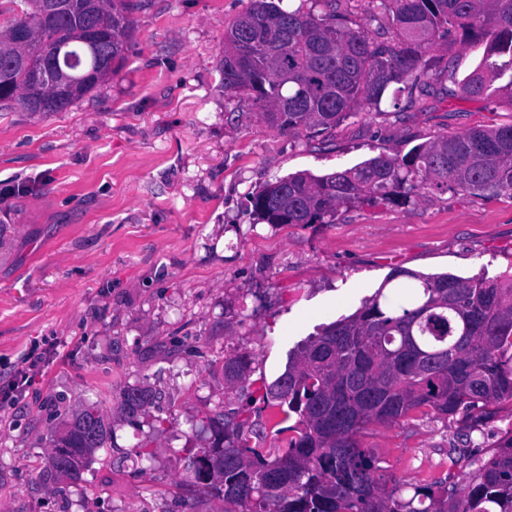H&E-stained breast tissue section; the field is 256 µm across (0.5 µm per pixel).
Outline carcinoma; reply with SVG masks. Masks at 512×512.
<instances>
[{"label": "carcinoma", "mask_w": 512, "mask_h": 512, "mask_svg": "<svg viewBox=\"0 0 512 512\" xmlns=\"http://www.w3.org/2000/svg\"><path fill=\"white\" fill-rule=\"evenodd\" d=\"M249 0L224 30L219 61L224 91L244 96L270 128L284 134L330 132L364 101L397 109L402 92L422 88L425 53L452 37L488 46L477 67L457 82L463 97L492 85L512 96V0H371L388 13L398 41H376L348 25L336 0ZM130 0H61L43 10L34 0H0V105L37 112L29 100L30 70L8 66L26 52L9 32L32 29V50L79 59L81 77L60 101L63 111L107 81L122 65L133 31ZM112 29L102 64L83 43L89 19ZM460 190L484 198L512 197V123L436 136L406 154L381 153L324 175L301 171L266 183L250 198L266 224H333L355 203L406 205L420 191ZM392 296L379 288L354 314L306 340L288 371L265 388L264 407L278 410L291 433L287 447L249 445L248 419L222 412L208 418L211 442L197 449L187 474L224 499L225 512H512V431L504 435L466 488L434 480L407 485L384 473L360 443L373 424L392 425L412 412L463 414L478 422L490 406L512 402V276L462 278L407 270ZM245 352L224 359V379L245 376ZM153 391L131 386L122 395L134 417L155 402ZM108 432L91 404L53 439L68 449L69 466L52 456L56 474L75 484L86 460L107 447Z\"/></svg>", "instance_id": "carcinoma-1"}]
</instances>
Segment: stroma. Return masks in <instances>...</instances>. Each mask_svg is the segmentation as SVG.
I'll return each mask as SVG.
<instances>
[{"label": "stroma", "instance_id": "35a3bbf8", "mask_svg": "<svg viewBox=\"0 0 512 512\" xmlns=\"http://www.w3.org/2000/svg\"><path fill=\"white\" fill-rule=\"evenodd\" d=\"M126 61L61 112L0 110V384L27 355L43 361L15 402L0 401V512H224L185 481L216 411L250 410L251 446L275 451L271 410L252 397L298 346L351 315L396 269L468 278L512 265V197L424 193L409 205L358 203L332 224H254L268 180L323 174L438 135L512 122L506 97H461L441 63L471 72L487 43L426 53V91L371 105L328 133L271 129L229 100L224 30L248 0H132ZM246 352V377L224 379ZM140 385L155 403L121 407ZM98 402L110 445L77 484L51 468L52 436ZM512 430V404L471 426L415 413L370 426L364 447L403 482L463 487ZM149 462L116 466L139 443ZM464 449L458 464L448 452ZM156 396L150 389L131 386L122 395V406L129 417L145 411L155 402Z\"/></svg>", "mask_w": 512, "mask_h": 512}]
</instances>
